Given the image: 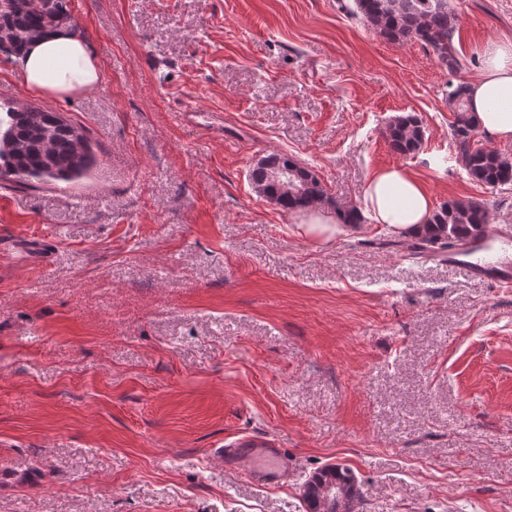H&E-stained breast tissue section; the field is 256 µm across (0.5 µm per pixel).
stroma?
I'll return each mask as SVG.
<instances>
[{
	"instance_id": "obj_1",
	"label": "stroma",
	"mask_w": 512,
	"mask_h": 512,
	"mask_svg": "<svg viewBox=\"0 0 512 512\" xmlns=\"http://www.w3.org/2000/svg\"><path fill=\"white\" fill-rule=\"evenodd\" d=\"M461 67L390 43L341 0H72L101 81L0 100L83 126L98 165L0 185V512H305L331 463L363 512H512V287L378 224L325 239L253 189L281 153L334 202L398 165L434 204L485 202L512 250V185L452 161L445 92L512 34V0H448ZM412 113V156L385 141ZM260 440V485L216 455ZM384 133L390 149L402 156L419 151L425 138L421 120L411 113L394 116Z\"/></svg>"
}]
</instances>
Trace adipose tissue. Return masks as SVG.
<instances>
[{
  "label": "adipose tissue",
  "instance_id": "1",
  "mask_svg": "<svg viewBox=\"0 0 512 512\" xmlns=\"http://www.w3.org/2000/svg\"><path fill=\"white\" fill-rule=\"evenodd\" d=\"M29 91L63 97L94 89L100 69L85 42L70 27L32 41L17 60ZM469 103L479 129L499 143L512 141V39L486 41L483 62L469 84ZM360 207L369 223L406 233L428 222L433 201L425 186L403 167L377 169L368 178Z\"/></svg>",
  "mask_w": 512,
  "mask_h": 512
}]
</instances>
